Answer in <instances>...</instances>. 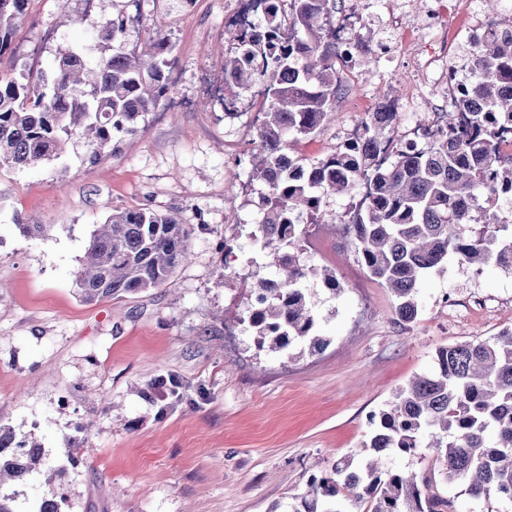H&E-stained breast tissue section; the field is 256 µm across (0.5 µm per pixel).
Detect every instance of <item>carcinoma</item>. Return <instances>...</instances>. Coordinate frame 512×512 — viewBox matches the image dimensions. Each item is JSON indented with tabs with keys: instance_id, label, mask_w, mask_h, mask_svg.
<instances>
[{
	"instance_id": "cac0c4a2",
	"label": "carcinoma",
	"mask_w": 512,
	"mask_h": 512,
	"mask_svg": "<svg viewBox=\"0 0 512 512\" xmlns=\"http://www.w3.org/2000/svg\"><path fill=\"white\" fill-rule=\"evenodd\" d=\"M28 2L0 0V56L11 50ZM259 13V24L235 19L224 30L235 45L224 59V101L234 105L238 91L256 84L265 98L250 163L267 193L252 238L276 268L277 287L261 279L255 288L248 325L258 346L280 353L327 345L307 284L319 280L333 294L341 288L334 272L300 262L301 220L308 214L323 223L325 198L352 196L362 185L366 199L349 211V234L367 271L394 294L397 325L417 319L419 280L450 256L512 274V222L492 205L512 190V157L497 149L512 133V32L469 52L468 81L441 113L437 141L403 144L394 136L397 113L371 112L357 149L312 161L287 154L292 141L334 120L336 99L348 92V58L334 39L336 0H275ZM127 22L102 18L92 63L60 48L49 77L0 76V169L50 165L77 144L95 162L138 132L167 91L171 48L151 39L137 52L122 50ZM188 239L168 212L112 213L75 275L79 295L92 302L166 284L189 258ZM369 424V441L313 476L293 512H352L364 500L366 512H460L455 498L434 490V472L384 468L389 456L418 451L424 438L445 482L464 485L476 500L512 504V329L439 348L432 371L399 389ZM41 455L0 425V489L24 481Z\"/></svg>"
}]
</instances>
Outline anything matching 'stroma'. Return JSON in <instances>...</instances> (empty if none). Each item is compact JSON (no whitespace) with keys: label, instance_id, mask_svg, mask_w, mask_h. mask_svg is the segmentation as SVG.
<instances>
[{"label":"stroma","instance_id":"obj_1","mask_svg":"<svg viewBox=\"0 0 512 512\" xmlns=\"http://www.w3.org/2000/svg\"><path fill=\"white\" fill-rule=\"evenodd\" d=\"M340 0L367 19L365 45L414 41L421 0ZM238 0H30L0 56V75L36 78L56 50L98 56L101 13L142 12L124 47L164 38L169 89L116 155L91 164L0 170V424L37 438L44 466L19 488L14 512L63 496L62 512H291L313 474L367 440L368 417L434 366L438 348L512 327V274L475 272L449 258L417 290L419 316L394 322L395 299L331 225L309 227L300 259L336 273L330 294L311 281L318 353L259 349L240 277L274 269L251 237L264 187L234 151L255 135L260 87L224 111V27ZM413 60L357 58L337 120L293 142L310 160L330 154L376 100L400 97ZM150 208L189 225L190 259L163 286L87 303L74 274L90 236L113 212ZM42 224L41 235L21 232ZM79 442L78 462L65 451Z\"/></svg>","mask_w":512,"mask_h":512}]
</instances>
